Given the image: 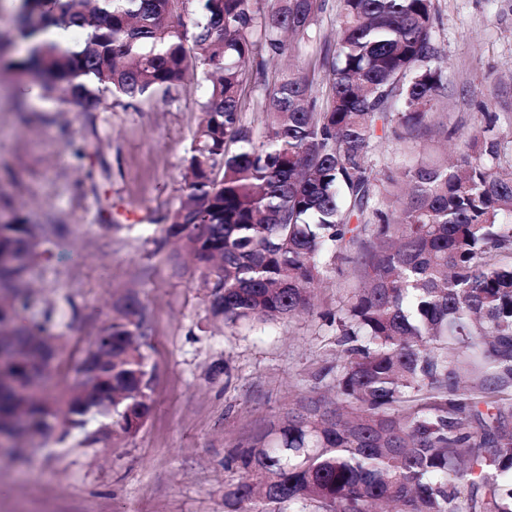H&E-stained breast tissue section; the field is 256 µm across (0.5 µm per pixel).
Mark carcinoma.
Listing matches in <instances>:
<instances>
[{
  "instance_id": "obj_1",
  "label": "carcinoma",
  "mask_w": 512,
  "mask_h": 512,
  "mask_svg": "<svg viewBox=\"0 0 512 512\" xmlns=\"http://www.w3.org/2000/svg\"><path fill=\"white\" fill-rule=\"evenodd\" d=\"M323 0H19L16 64L43 92L96 112L208 87L165 235L195 261L211 317L226 326L312 310L338 260L353 263L336 310L330 394L304 397L229 449L241 479L224 512H512V132L484 112L453 160L378 182V131L455 134L434 120L444 94L433 0H340L324 107L287 70L264 89V131L242 124L249 64L309 40ZM65 41H48L49 28ZM0 222V345L30 354L0 373L42 390L0 389V414L47 436L97 413L130 437L151 414L154 370L139 304L126 298L50 399L38 354L55 353L53 308L29 316L21 275L38 239Z\"/></svg>"
}]
</instances>
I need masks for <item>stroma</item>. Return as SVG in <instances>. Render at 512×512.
<instances>
[{
	"mask_svg": "<svg viewBox=\"0 0 512 512\" xmlns=\"http://www.w3.org/2000/svg\"><path fill=\"white\" fill-rule=\"evenodd\" d=\"M435 45L445 91L434 117L466 131L482 112L512 128V0H433ZM339 0H327L313 39L297 53L316 97L327 84L323 55L333 44ZM13 0H0V216L36 226L60 224L42 239L51 262L37 265L34 311L53 307L62 336L56 381L66 388L83 349L119 298L144 316L153 409L131 437L109 435L89 418L0 451V512H224V486L238 480L224 456L260 434L293 400L325 390L334 361L319 313L336 306L352 280L337 263L313 311L289 320L224 327L208 314L199 273L175 259L163 218L179 204L184 160L202 114L204 89L185 81L167 99L84 112L58 100H24L30 78L15 74ZM254 67L242 112L260 131L265 84L284 66ZM419 139L379 140L380 177L402 160L435 154Z\"/></svg>",
	"mask_w": 512,
	"mask_h": 512,
	"instance_id": "obj_1",
	"label": "stroma"
}]
</instances>
